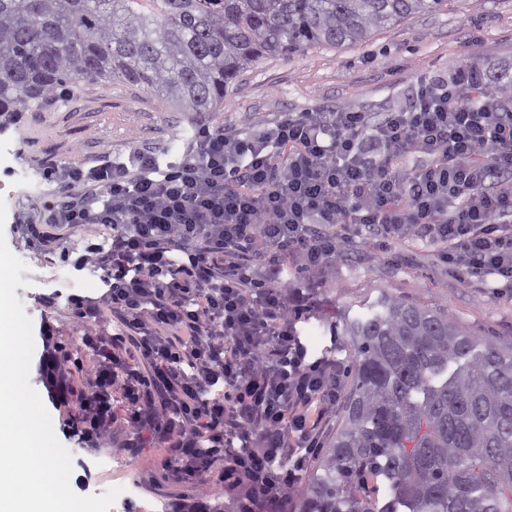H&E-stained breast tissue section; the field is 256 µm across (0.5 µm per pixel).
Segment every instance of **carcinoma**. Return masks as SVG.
I'll return each mask as SVG.
<instances>
[{"label": "carcinoma", "mask_w": 512, "mask_h": 512, "mask_svg": "<svg viewBox=\"0 0 512 512\" xmlns=\"http://www.w3.org/2000/svg\"><path fill=\"white\" fill-rule=\"evenodd\" d=\"M444 0H0V117L120 78L214 112L266 56L366 41ZM345 324L350 388L301 512H512V346L384 299Z\"/></svg>", "instance_id": "obj_1"}]
</instances>
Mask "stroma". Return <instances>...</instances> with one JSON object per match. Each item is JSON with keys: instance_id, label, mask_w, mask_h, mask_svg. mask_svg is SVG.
Here are the masks:
<instances>
[{"instance_id": "35a3bbf8", "label": "stroma", "mask_w": 512, "mask_h": 512, "mask_svg": "<svg viewBox=\"0 0 512 512\" xmlns=\"http://www.w3.org/2000/svg\"><path fill=\"white\" fill-rule=\"evenodd\" d=\"M467 60L490 75L512 73V0H445L437 11L380 28L361 44L262 59L244 72L216 112H176L144 86L99 79L24 108L21 121L0 132V199L6 205L0 234L26 266L16 295L32 324L29 383L50 415L55 437L73 452L69 485L75 494L89 495L101 484L126 487L127 495L113 501L112 512H182L184 506L215 501L223 502L226 512L242 509L241 500L220 481L223 462L198 482L175 481L162 467L163 449L137 447L138 430L125 414H118L103 439L84 438L74 401L64 392L87 389L97 360L80 343L82 326L68 298L98 297L102 283L100 270L90 264L76 269L72 260L88 244L108 248L111 231L100 224L64 231L67 263L59 252L33 243L26 225L41 223L46 204L63 194L59 184L44 180V169L124 160L138 145L175 157L203 122L259 135L287 111L386 112L413 103L422 77L449 76ZM348 251L325 273L283 275V288L313 295L312 308L296 323L308 360L349 367L351 339L342 333L343 322L384 295L446 311L476 339L512 343V302L464 287L433 247L407 239L373 249L358 240Z\"/></svg>"}]
</instances>
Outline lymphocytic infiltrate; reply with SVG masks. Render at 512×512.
<instances>
[{"mask_svg": "<svg viewBox=\"0 0 512 512\" xmlns=\"http://www.w3.org/2000/svg\"><path fill=\"white\" fill-rule=\"evenodd\" d=\"M505 89L466 62L422 79L413 105L389 112H283L259 136L203 123L177 162L138 148L132 164L54 165L69 191L48 206L33 239L102 224L109 250L89 246L75 267L103 272L99 298L71 303L81 342L97 355L91 388L76 397L95 436L114 404L174 479L223 461L245 485V512L279 507L339 396L341 369L307 362L293 323L309 309L287 296L285 268L325 271L358 238H413L435 247L469 288L512 289V112ZM286 149L284 161L275 152ZM426 162L400 165L403 151ZM122 325L103 337L101 310Z\"/></svg>", "mask_w": 512, "mask_h": 512, "instance_id": "f902f5d3", "label": "lymphocytic infiltrate"}]
</instances>
